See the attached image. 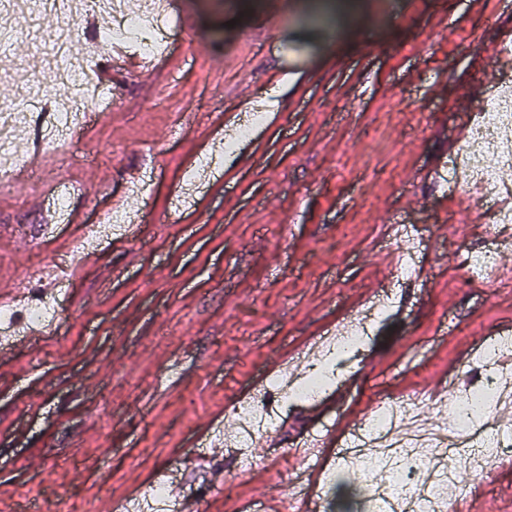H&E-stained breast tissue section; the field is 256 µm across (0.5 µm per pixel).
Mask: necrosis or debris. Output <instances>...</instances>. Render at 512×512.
Wrapping results in <instances>:
<instances>
[{
  "instance_id": "1",
  "label": "necrosis or debris",
  "mask_w": 512,
  "mask_h": 512,
  "mask_svg": "<svg viewBox=\"0 0 512 512\" xmlns=\"http://www.w3.org/2000/svg\"><path fill=\"white\" fill-rule=\"evenodd\" d=\"M98 18L104 35L116 45L131 44L139 54L153 58L172 48V20L158 0H77L74 14L59 17L48 43V64L56 70L53 87H28L11 107L0 109V186L26 165L15 151L17 141L36 137L42 150L59 151L73 143L88 124V109L105 108L111 101L87 56L71 53L69 44L77 30L74 15ZM465 145L453 155L442 178L464 190L468 205L488 218L494 242L469 251L466 266L471 277H491L506 288L512 279L499 273L501 257L512 249V91L482 98L463 131ZM139 217L125 208H113L102 223L86 225L70 253L43 257L42 266L59 261L77 267L89 248L121 236L126 225ZM39 272L21 279V301L0 307V345L13 343L32 325L56 327L59 316L50 314L51 303H62L63 290L42 294ZM396 288L383 290L354 321L321 348L310 374L300 382L269 380L255 395L229 406L238 430L226 438L231 448H247L258 435L274 428L284 410L298 401L318 397L335 382L339 352L359 350L374 324L392 307ZM512 336L497 334L479 351L480 367L467 377V387L453 393L454 423L440 419L429 428L419 426L425 404L417 397L385 398L359 424L351 440L350 462L359 466L374 512H448V484L457 467L483 477L500 460L512 458V424L496 420L505 394L512 389Z\"/></svg>"
}]
</instances>
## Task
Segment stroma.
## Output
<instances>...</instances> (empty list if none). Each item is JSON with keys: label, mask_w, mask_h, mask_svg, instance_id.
I'll return each instance as SVG.
<instances>
[{"label": "stroma", "mask_w": 512, "mask_h": 512, "mask_svg": "<svg viewBox=\"0 0 512 512\" xmlns=\"http://www.w3.org/2000/svg\"><path fill=\"white\" fill-rule=\"evenodd\" d=\"M170 3L181 22L171 60L153 78L116 74L112 107L42 158L49 177L83 183L72 204L81 225L125 196L129 168L153 177L126 203L142 210L140 239L102 244L68 287L57 335L0 363V512L31 496L49 512H103L168 462L196 471L191 450L227 400L392 280L386 225L420 228L424 279L400 289L344 362L322 417L300 405L265 445L212 460L221 480L205 485L204 503L236 512L289 493L299 435L476 366L485 336L512 324V288L456 263L460 249L488 244V225H459L460 194L425 176L447 165L449 140L506 72L487 50L512 38V0H347L327 19L307 0ZM273 86L266 124L217 155ZM204 157L213 179L194 207L174 210L184 171ZM44 194L27 182L0 191L5 278L56 252L36 232ZM329 486L327 512H368L358 471ZM476 491L486 512H512V469L493 468L479 491L459 470L456 498Z\"/></svg>", "instance_id": "35a3bbf8"}]
</instances>
